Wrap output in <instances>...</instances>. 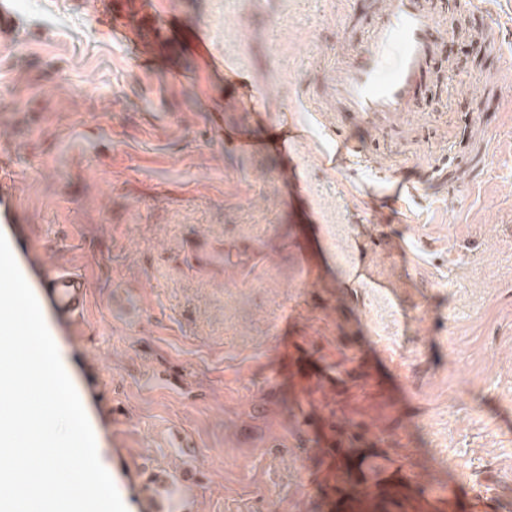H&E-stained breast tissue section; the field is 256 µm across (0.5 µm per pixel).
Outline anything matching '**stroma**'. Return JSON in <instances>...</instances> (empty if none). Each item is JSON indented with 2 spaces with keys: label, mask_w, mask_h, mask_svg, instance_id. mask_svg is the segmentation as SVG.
<instances>
[{
  "label": "stroma",
  "mask_w": 512,
  "mask_h": 512,
  "mask_svg": "<svg viewBox=\"0 0 512 512\" xmlns=\"http://www.w3.org/2000/svg\"><path fill=\"white\" fill-rule=\"evenodd\" d=\"M121 2L150 55L89 0H13L0 24L15 246L90 279L78 328L45 313L120 492L142 512H336L316 486L321 417L365 428L400 496L512 512V92L468 81L494 80L512 39L495 48L467 16L423 117L349 129L417 202L348 175L313 108L376 0ZM286 115L306 132L287 153ZM475 164L490 173L473 187Z\"/></svg>",
  "instance_id": "obj_1"
}]
</instances>
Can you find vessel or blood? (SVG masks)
<instances>
[{
    "mask_svg": "<svg viewBox=\"0 0 512 512\" xmlns=\"http://www.w3.org/2000/svg\"><path fill=\"white\" fill-rule=\"evenodd\" d=\"M495 2L465 0L464 7L482 13L497 36L501 27ZM451 36L434 0H381L361 41L340 40L342 49L325 95L327 109L336 112L337 130L351 125L385 130L413 116L419 93ZM39 271L62 322L80 325L90 288L85 274L50 259Z\"/></svg>",
    "mask_w": 512,
    "mask_h": 512,
    "instance_id": "b4317fda",
    "label": "vessel or blood"
}]
</instances>
